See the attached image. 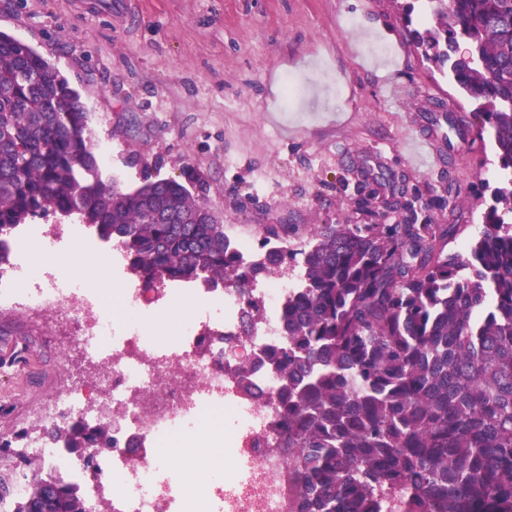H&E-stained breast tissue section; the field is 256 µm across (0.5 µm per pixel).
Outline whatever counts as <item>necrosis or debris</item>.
<instances>
[{
    "label": "necrosis or debris",
    "mask_w": 512,
    "mask_h": 512,
    "mask_svg": "<svg viewBox=\"0 0 512 512\" xmlns=\"http://www.w3.org/2000/svg\"><path fill=\"white\" fill-rule=\"evenodd\" d=\"M32 239L53 247L77 243L111 267L124 259L118 245L85 224H33L12 240V270L0 271V309L52 313L73 328L76 349L94 369L54 396L40 426L103 425L112 439L110 448L90 449L92 479L42 434L30 436L29 458L79 485L85 512H292L294 474L281 446L277 377L262 352L283 342L278 316L296 284L293 271L258 278L247 293L228 284L171 335L156 336L146 313L165 312L196 290L123 289V320L116 324L99 288L70 285L52 266L14 279ZM231 343L242 346L252 368L245 393L235 361L224 355Z\"/></svg>",
    "instance_id": "obj_1"
}]
</instances>
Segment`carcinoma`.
Segmentation results:
<instances>
[{
	"instance_id": "obj_1",
	"label": "carcinoma",
	"mask_w": 512,
	"mask_h": 512,
	"mask_svg": "<svg viewBox=\"0 0 512 512\" xmlns=\"http://www.w3.org/2000/svg\"><path fill=\"white\" fill-rule=\"evenodd\" d=\"M401 19L421 57L447 71L470 115L428 113L464 140L489 135L499 172L483 224L449 253L457 224H315L245 269L224 224L188 181L102 178L89 112L61 72L0 32V235L30 218H74L116 242L146 288L297 270L280 310L283 347L265 350L288 427L298 512H512V0H429ZM467 52H457L459 41ZM105 426L74 443L105 447ZM14 512H83L77 486L42 467Z\"/></svg>"
}]
</instances>
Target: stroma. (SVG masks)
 Here are the masks:
<instances>
[{"label": "stroma", "instance_id": "1", "mask_svg": "<svg viewBox=\"0 0 512 512\" xmlns=\"http://www.w3.org/2000/svg\"><path fill=\"white\" fill-rule=\"evenodd\" d=\"M0 32L75 88L105 150L104 178L184 179L230 237L268 225L371 224L402 210L457 224L462 250L493 180L489 140L470 137L415 168L403 148L433 134L434 103L464 98L422 59L394 0H0ZM298 93L287 97L288 84ZM72 330L49 315L0 313V442L67 380L90 375Z\"/></svg>", "mask_w": 512, "mask_h": 512}]
</instances>
